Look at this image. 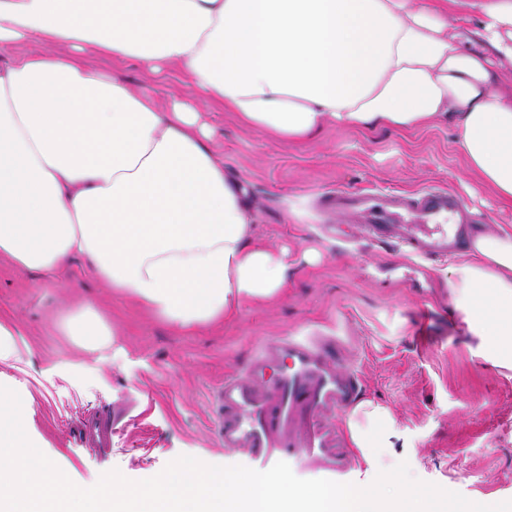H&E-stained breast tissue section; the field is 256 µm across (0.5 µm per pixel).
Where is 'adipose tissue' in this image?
I'll use <instances>...</instances> for the list:
<instances>
[{
	"label": "adipose tissue",
	"instance_id": "ef3b65f1",
	"mask_svg": "<svg viewBox=\"0 0 512 512\" xmlns=\"http://www.w3.org/2000/svg\"><path fill=\"white\" fill-rule=\"evenodd\" d=\"M475 7L481 41L467 48L448 13ZM28 37L65 52L0 63V254L50 278L82 256L175 328L276 296L287 252L254 240L252 210L196 108L159 111L80 51L177 67L202 103L284 142L336 121H452L469 168L512 202V92L490 60H512V0H0V46ZM452 273L469 333L512 369V226L474 234ZM392 423L371 401L348 415L366 465L391 447Z\"/></svg>",
	"mask_w": 512,
	"mask_h": 512
}]
</instances>
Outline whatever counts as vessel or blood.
I'll return each instance as SVG.
<instances>
[{"label": "vessel or blood", "mask_w": 512, "mask_h": 512, "mask_svg": "<svg viewBox=\"0 0 512 512\" xmlns=\"http://www.w3.org/2000/svg\"><path fill=\"white\" fill-rule=\"evenodd\" d=\"M329 203L358 217L369 237L395 241L415 257L446 255L464 233L463 225L448 221L459 198L445 191L384 197L339 191ZM360 394L361 376L339 367L334 339L282 336L263 347L245 377L227 378L216 391L213 431L225 447L250 460H304L338 482L351 473L353 461L326 417L356 405ZM112 425L111 416H93L78 432L86 445L105 453L112 446Z\"/></svg>", "instance_id": "b4317fda"}]
</instances>
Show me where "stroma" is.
Instances as JSON below:
<instances>
[{
  "label": "stroma",
  "instance_id": "stroma-1",
  "mask_svg": "<svg viewBox=\"0 0 512 512\" xmlns=\"http://www.w3.org/2000/svg\"><path fill=\"white\" fill-rule=\"evenodd\" d=\"M87 61L161 108L194 99L176 70L154 76L136 61ZM202 119L216 159L246 188L255 239L288 250L285 289L272 302L243 303L223 324L187 332L94 279L83 257L48 282L0 254V321L21 331L20 359L0 362V385L19 394L31 442L81 487L114 469L148 479L182 455L240 464L212 433L215 390L244 374L272 339L332 336L362 374L363 400L389 407L397 433L393 447L376 449L373 468L356 463L351 483L370 484L404 460L413 477L469 500H512V371L483 359L454 307L450 265L461 254L419 262L403 248L362 239L359 225L326 205L339 189H446L481 230L512 225V206L498 204L468 172L456 130L362 132L331 123L286 146L231 112L209 108ZM309 250L319 253L317 263L305 261ZM89 304L113 329L112 345L87 349L67 336V319ZM118 404L134 421L104 459L82 447L76 425L88 411Z\"/></svg>",
  "mask_w": 512,
  "mask_h": 512
}]
</instances>
